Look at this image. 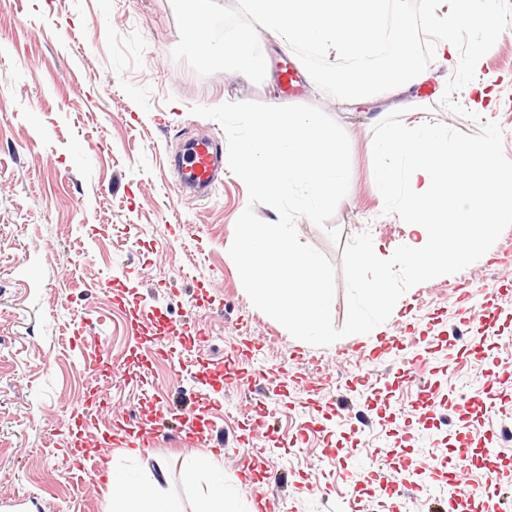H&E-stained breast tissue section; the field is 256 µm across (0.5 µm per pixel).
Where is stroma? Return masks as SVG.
Returning <instances> with one entry per match:
<instances>
[{"label": "stroma", "instance_id": "obj_1", "mask_svg": "<svg viewBox=\"0 0 512 512\" xmlns=\"http://www.w3.org/2000/svg\"><path fill=\"white\" fill-rule=\"evenodd\" d=\"M490 8L497 35L477 77L512 159V0ZM179 38L171 0H0V512L15 500L25 512H110L96 448L118 418L143 428L148 451L118 442L109 464L129 476L164 469L175 512H201L210 483L185 471L207 453L238 512H457L448 470L462 446L474 457L464 482L512 494V446L482 457L491 432L512 425V302L491 304L512 294V228L462 271L405 293L380 335L325 348L293 338L253 306L228 253L245 183L228 170L209 198L186 201L170 167L189 137L227 142L192 106L228 95L267 104L279 88L199 76L172 59ZM478 40L457 25V56L436 58L405 99L302 87L301 103L345 130L351 156L326 227L297 218L302 243L336 266L364 231L383 257L403 245L405 224L376 190L371 120L401 108L407 122L478 133L484 106L463 72ZM98 349L111 374L86 368ZM212 384L214 402L198 400ZM469 388L495 414L460 406ZM168 410L194 414L196 446L155 432ZM266 412L273 431L255 430ZM424 447L431 472L392 489L393 467ZM248 457L266 480L249 482Z\"/></svg>", "mask_w": 512, "mask_h": 512}]
</instances>
